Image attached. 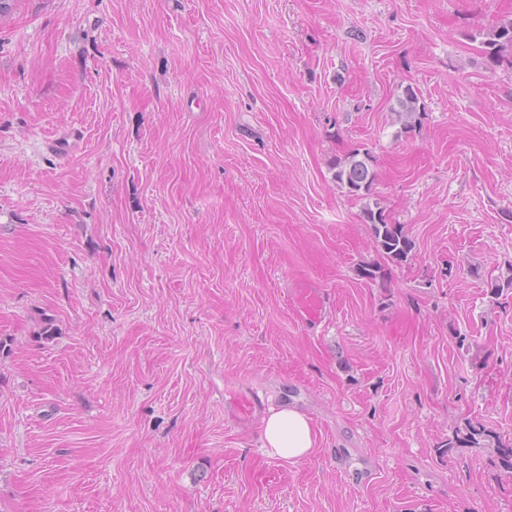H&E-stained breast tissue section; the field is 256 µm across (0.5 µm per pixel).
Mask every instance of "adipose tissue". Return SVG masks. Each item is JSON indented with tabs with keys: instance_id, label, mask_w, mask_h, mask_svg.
I'll return each instance as SVG.
<instances>
[{
	"instance_id": "ef3b65f1",
	"label": "adipose tissue",
	"mask_w": 512,
	"mask_h": 512,
	"mask_svg": "<svg viewBox=\"0 0 512 512\" xmlns=\"http://www.w3.org/2000/svg\"><path fill=\"white\" fill-rule=\"evenodd\" d=\"M262 434L268 454L289 461L309 456L317 444L309 418L295 408L271 410L263 421Z\"/></svg>"
}]
</instances>
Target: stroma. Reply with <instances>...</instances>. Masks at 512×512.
<instances>
[{"label": "stroma", "instance_id": "35a3bbf8", "mask_svg": "<svg viewBox=\"0 0 512 512\" xmlns=\"http://www.w3.org/2000/svg\"><path fill=\"white\" fill-rule=\"evenodd\" d=\"M510 20L512 0H17L0 512H512V64L483 46ZM358 149L407 264L333 178ZM311 260L335 301L314 335L288 306ZM245 390L304 412L314 453L267 456L224 411ZM418 103L419 98L415 89L410 85L406 86L398 99L400 109L396 111L399 120H402L403 116H405V123H403L404 128L407 129V127L411 125L408 119H412L417 113ZM366 203L362 211L364 224H369L378 250L383 258L394 265H403L414 257L415 242L405 225L388 222L383 207L377 199Z\"/></svg>", "mask_w": 512, "mask_h": 512}]
</instances>
